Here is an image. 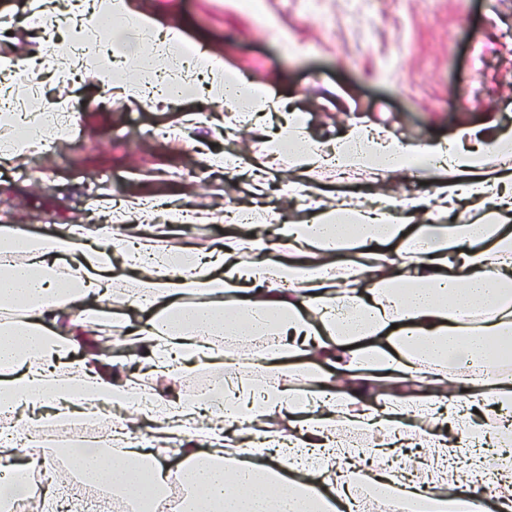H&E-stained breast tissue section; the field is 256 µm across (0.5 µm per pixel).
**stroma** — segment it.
<instances>
[{
    "label": "stroma",
    "instance_id": "35a3bbf8",
    "mask_svg": "<svg viewBox=\"0 0 512 512\" xmlns=\"http://www.w3.org/2000/svg\"><path fill=\"white\" fill-rule=\"evenodd\" d=\"M30 0H0V58L18 61L0 71V85L22 101L20 75L37 78L43 97L69 106L73 132L39 142L23 161L0 162V219L44 234L62 224H94L89 195L119 204L177 201L201 221L176 228L177 241L211 248L226 235H246L228 224V209L263 206L286 221L314 213L301 181L287 165L267 162L263 140L296 114L305 134L333 146L352 124L423 147L453 137L463 125L512 132V0H261L258 10L239 0H131L133 9L162 25L180 26L189 44L224 58V74L209 76L200 91L179 97H145L99 90L94 76L78 84L57 81L38 60L49 52L34 26L25 24ZM266 86L279 103L242 125L219 106L225 73ZM246 157L265 184L254 195L250 179L225 180L199 168L211 152ZM54 170L53 180L43 178ZM442 177L429 169L384 176L361 171L340 181L329 166L306 181L318 199H351L368 207L379 195L399 199L432 194Z\"/></svg>",
    "mask_w": 512,
    "mask_h": 512
}]
</instances>
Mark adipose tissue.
<instances>
[{
    "label": "adipose tissue",
    "instance_id": "obj_1",
    "mask_svg": "<svg viewBox=\"0 0 512 512\" xmlns=\"http://www.w3.org/2000/svg\"><path fill=\"white\" fill-rule=\"evenodd\" d=\"M114 17L113 56L134 55L153 35L154 58L178 62L180 27H161L130 0ZM285 145L302 175L328 161L406 172L424 158L458 177L439 187L436 214L414 229L395 198L366 209L340 198L310 223L279 224L267 239L229 235L203 254L159 248L156 225L140 222L134 201L117 247L108 224L37 235L1 223L0 306L19 317L0 324V407L27 419L12 447L34 444L31 425L104 407L134 405L147 422L182 424L220 408L249 430L195 434L178 448L175 470L161 465L158 446L132 436L74 453V467L139 500L144 491L131 476L151 463L156 486L180 492L182 512H340L361 485L405 512H466L492 482L501 512H512V464L488 471L482 450L491 414L512 413V373L499 371L494 353L512 346V195L493 193L477 153L440 142L406 146L364 137L356 125L328 151L291 119L265 150L276 155ZM473 197L488 202L485 221L449 223V206ZM117 258L131 271L121 292L146 314L142 327L125 326L115 308ZM106 326L121 327L141 373L160 386L142 390L87 351V333ZM219 336L250 337L249 369L216 344ZM201 368L222 375L205 394L190 399L172 388ZM255 370L268 372L265 384L253 382ZM350 431L373 435L371 447H351ZM452 435L466 447L449 444ZM410 448L431 449L452 475L448 498L422 502L388 472L386 461ZM343 456L352 478L326 494L321 486Z\"/></svg>",
    "mask_w": 512,
    "mask_h": 512
}]
</instances>
